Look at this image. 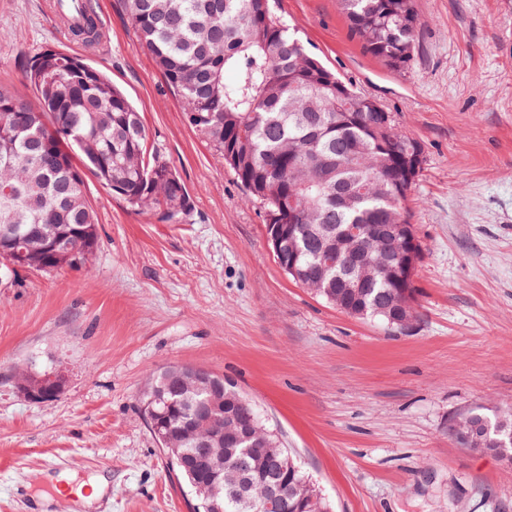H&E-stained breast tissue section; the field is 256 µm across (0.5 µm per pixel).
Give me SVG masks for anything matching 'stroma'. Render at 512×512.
I'll return each mask as SVG.
<instances>
[{"label":"stroma","mask_w":512,"mask_h":512,"mask_svg":"<svg viewBox=\"0 0 512 512\" xmlns=\"http://www.w3.org/2000/svg\"><path fill=\"white\" fill-rule=\"evenodd\" d=\"M48 2L0 0V83L27 92L19 59L41 47L87 57L193 205L163 223L86 176L99 236L86 265L0 278V512H71L41 491L103 463L112 479L89 512H190L141 403L176 365L250 399L330 512H512V462L454 435L472 410L512 412V0H415L403 69L366 52L338 0L272 4L422 144L403 205L423 247L407 329L341 313L281 269L263 204L190 127L122 0H96L108 37L92 53ZM26 369L62 374L59 397H25Z\"/></svg>","instance_id":"35a3bbf8"}]
</instances>
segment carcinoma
I'll return each mask as SVG.
<instances>
[{
  "instance_id": "carcinoma-1",
  "label": "carcinoma",
  "mask_w": 512,
  "mask_h": 512,
  "mask_svg": "<svg viewBox=\"0 0 512 512\" xmlns=\"http://www.w3.org/2000/svg\"><path fill=\"white\" fill-rule=\"evenodd\" d=\"M271 0H124L126 16L167 85L178 95L187 121L205 141L223 152L229 167L263 203L267 223L299 225L284 250L314 277L313 292L355 318L382 319L396 289L378 280L338 304L334 294L347 278L345 262L325 270L305 226L326 225L329 234L352 226L403 224L409 188L396 172L405 148L422 145L395 128L379 104L356 93L312 53L295 30L277 17ZM352 32L365 50L394 69L411 60L417 14L413 0H340ZM85 43H100L106 30L91 18L75 31ZM232 72L228 82L224 75ZM30 96L0 84V264L12 261L14 236L34 241L29 268L51 271L86 264L98 243L96 217L86 198L85 173L122 196L131 206L172 222L190 211L189 192L174 168L150 152L140 113L112 81L87 59L45 48L23 69ZM296 199L300 213L288 210ZM47 236L63 243L42 248ZM144 399V414H160L163 451L176 460L190 454L200 429H181L204 396L192 383L163 371ZM475 421L480 435L471 434ZM159 432V433H161ZM154 433V436H159ZM457 442L475 452L512 457V416L491 417L474 410L455 429ZM244 473L246 496L257 504L264 487L280 478L283 464L300 482L279 512H328V505L288 451L270 454L240 444L218 464L224 473ZM204 512L200 468L176 467Z\"/></svg>"
}]
</instances>
